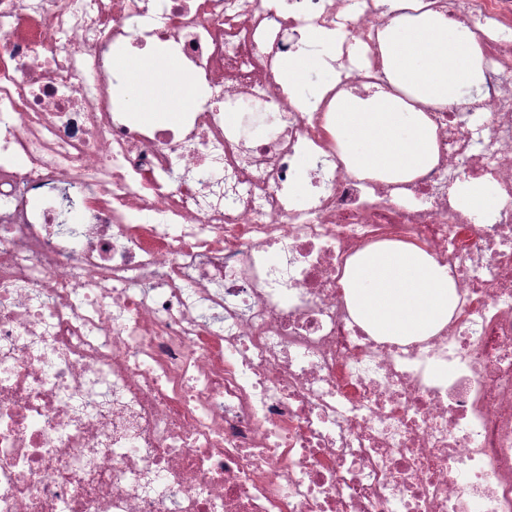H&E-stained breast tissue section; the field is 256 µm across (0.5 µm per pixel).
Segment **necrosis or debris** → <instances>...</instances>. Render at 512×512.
Wrapping results in <instances>:
<instances>
[{
	"label": "necrosis or debris",
	"instance_id": "1",
	"mask_svg": "<svg viewBox=\"0 0 512 512\" xmlns=\"http://www.w3.org/2000/svg\"><path fill=\"white\" fill-rule=\"evenodd\" d=\"M432 2L489 23L485 91L429 110L438 161L394 184L277 75L324 28L341 89L373 82L381 0H0V512H512V202L476 224L449 196L512 199V0ZM159 44L206 93L129 125L112 54ZM378 242L455 278L435 336L351 315ZM451 198L460 210L478 224L508 201V196L499 192L490 176L460 184L453 190Z\"/></svg>",
	"mask_w": 512,
	"mask_h": 512
}]
</instances>
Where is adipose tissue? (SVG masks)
<instances>
[{
  "label": "adipose tissue",
  "mask_w": 512,
  "mask_h": 512,
  "mask_svg": "<svg viewBox=\"0 0 512 512\" xmlns=\"http://www.w3.org/2000/svg\"><path fill=\"white\" fill-rule=\"evenodd\" d=\"M403 13L378 40L384 79L365 95L336 93L329 103L336 145L357 177L407 181L437 161L435 127L426 108L458 107L461 88L481 93L485 84L478 40L469 28L449 23L429 0H399ZM128 74L134 111L174 118L186 109L184 93L195 83L163 52L143 57L131 50L112 61ZM408 92L412 103L396 97ZM454 204L475 223L484 222L507 202L492 178L470 180L452 192ZM346 303L357 321L384 340L421 339L450 320L458 301L447 267L421 246L375 244L348 261Z\"/></svg>",
  "instance_id": "adipose-tissue-1"
}]
</instances>
